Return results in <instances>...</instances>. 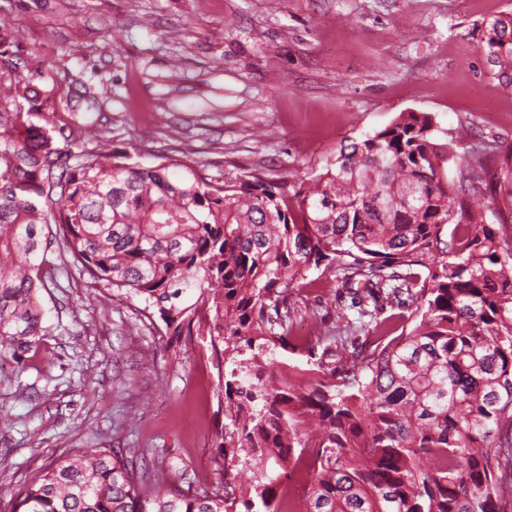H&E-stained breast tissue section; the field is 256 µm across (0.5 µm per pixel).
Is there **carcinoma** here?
Listing matches in <instances>:
<instances>
[{
    "label": "carcinoma",
    "instance_id": "carcinoma-1",
    "mask_svg": "<svg viewBox=\"0 0 512 512\" xmlns=\"http://www.w3.org/2000/svg\"><path fill=\"white\" fill-rule=\"evenodd\" d=\"M480 50L512 87V13ZM0 356L44 336L45 232L91 278L157 307L176 336L200 290L235 364L225 409L250 481L229 500L163 486L147 448H86L30 478L13 512H503L512 500V149L474 159L437 143L423 112L341 148L288 195L260 177L214 184L197 165L152 166L128 152L62 161L33 121L31 89L0 77ZM452 163L450 178L442 164ZM488 199L499 228L475 207ZM334 275L370 317L369 344L336 337L330 360L277 363L305 348L288 290ZM409 310L379 318L386 305ZM250 356L243 359L244 348ZM306 468L303 495L286 481Z\"/></svg>",
    "mask_w": 512,
    "mask_h": 512
}]
</instances>
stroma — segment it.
Here are the masks:
<instances>
[{"label":"stroma","instance_id":"35a3bbf8","mask_svg":"<svg viewBox=\"0 0 512 512\" xmlns=\"http://www.w3.org/2000/svg\"><path fill=\"white\" fill-rule=\"evenodd\" d=\"M512 0H0V74L38 97L57 146L196 162L207 180L285 191L341 144L427 112L440 140L512 148V93L479 48ZM40 344L0 362V512L36 471L85 448H151L169 482L223 486L213 458L233 363L211 314L170 335L157 310L93 282L51 245ZM288 293L310 352L359 328L333 276Z\"/></svg>","mask_w":512,"mask_h":512}]
</instances>
